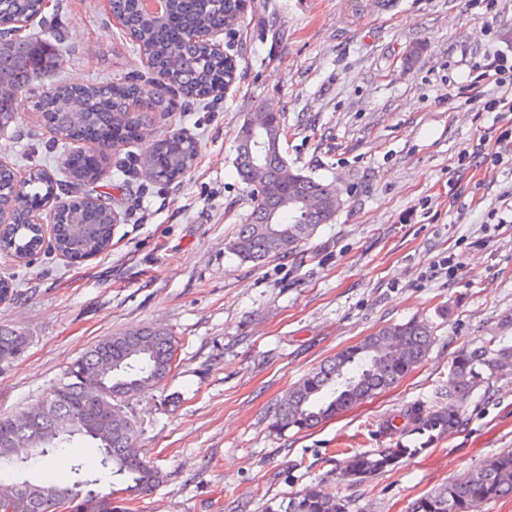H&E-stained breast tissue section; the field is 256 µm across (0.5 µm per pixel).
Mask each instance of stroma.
Wrapping results in <instances>:
<instances>
[{
	"mask_svg": "<svg viewBox=\"0 0 512 512\" xmlns=\"http://www.w3.org/2000/svg\"><path fill=\"white\" fill-rule=\"evenodd\" d=\"M32 27L68 52L22 96L0 159L19 174L48 169L69 204L78 195L63 161L79 143L55 139L36 106L43 91L116 80L148 91L156 74L108 0H49ZM219 39L237 60L231 89L202 101L171 92L147 138L101 159L92 189L117 218L106 251L73 261L48 241L28 265L0 253V278L16 290L0 302V326L30 338L0 364V415L42 402L99 340L162 326L179 341L177 367L132 415L164 480L134 512H267L319 481L356 512H406L512 449L510 368L466 397L458 430L435 447L362 484L339 477L344 453L378 447L379 419L447 402L454 355L512 316V153L493 166L461 160L512 125V112L486 111L475 96L512 98V85L475 68L488 54L512 57V0H246ZM271 108L289 165L337 185L344 205L258 267L226 245L253 207L235 171L237 131ZM175 134L198 151L168 183L139 156ZM411 209L416 219L401 223ZM448 256L453 268L439 270ZM413 318L434 340L399 384L314 429H272L274 407L307 373Z\"/></svg>",
	"mask_w": 512,
	"mask_h": 512,
	"instance_id": "stroma-1",
	"label": "stroma"
}]
</instances>
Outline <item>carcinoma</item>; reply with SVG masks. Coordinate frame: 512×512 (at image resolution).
Returning a JSON list of instances; mask_svg holds the SVG:
<instances>
[{
  "mask_svg": "<svg viewBox=\"0 0 512 512\" xmlns=\"http://www.w3.org/2000/svg\"><path fill=\"white\" fill-rule=\"evenodd\" d=\"M245 0H223L222 6L204 10L195 0H166L164 17L159 18L137 7L136 0H112V14L134 31L138 43L151 49L150 64L159 76L168 77V86H157L152 111L168 112V92L176 89L188 97L212 94L231 80L227 59L207 53L197 40L204 30L223 28L242 12ZM41 0H11L8 10L16 15L41 12ZM29 39L15 40L0 55V85L19 86V65L29 59ZM93 102L89 110L73 106V95ZM141 94L135 83L96 85L72 91L60 89L39 100L41 112L52 121L57 141L68 140L80 129L93 130L98 144L109 149L110 130L126 124L129 101ZM276 135H283L277 112H254ZM249 121L237 132L235 169L240 180L252 188L254 206L228 251L242 262L260 265L280 254L273 231L301 241L312 237L323 224L334 221L336 187L285 165L287 159L276 145L249 137ZM196 155L192 140L176 136L152 144L141 155L143 165L156 178L171 182L191 166ZM99 165H69L73 183L91 184ZM14 171L0 167V188L4 202L22 215L56 196L57 183L46 170L33 169L24 190H12ZM56 225L55 249L71 260L85 259L105 250L111 240L112 209L90 194L74 201ZM16 227L0 230V251L19 259L37 255L43 245L38 224H25L21 234ZM432 343L428 326L417 321L385 326L360 342L336 353L294 386L288 401L273 411L272 426L284 431L312 429L347 412L398 384L409 369L421 363ZM29 337L16 329L0 327V351L22 356ZM178 342L175 334L162 327L145 326L115 333L94 344L83 355L65 366L61 375L65 393H49L42 401L43 412L30 426L8 415H0V465L23 469L31 460H46L76 439L90 441L99 453L102 473L115 478L105 494L84 491L92 481L83 478L84 465L74 467L72 482H19V492L11 505H0V512H54L58 501L74 503L75 512H131L129 504L149 495L160 483L161 472L138 446L135 422L126 404L146 389L165 380L176 367ZM111 360L112 372L105 387L93 391L97 370ZM512 364V340L493 336L460 351L448 365V398L464 400L475 388ZM402 421L406 429L420 424L434 426L455 422V417L408 406L398 416L385 418L387 428ZM409 453L407 448L383 446L355 453L344 460V467L365 481L394 467ZM512 496V449L499 454L477 469L465 482L446 483L415 499L408 512H479L483 504ZM282 512H353V504L330 486H312L290 498Z\"/></svg>",
  "mask_w": 512,
  "mask_h": 512,
  "instance_id": "1",
  "label": "carcinoma"
}]
</instances>
